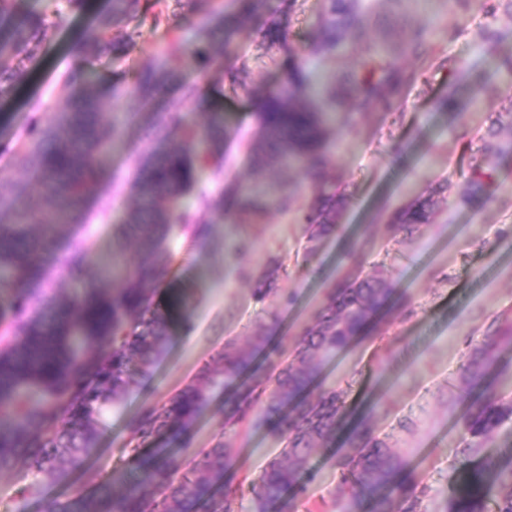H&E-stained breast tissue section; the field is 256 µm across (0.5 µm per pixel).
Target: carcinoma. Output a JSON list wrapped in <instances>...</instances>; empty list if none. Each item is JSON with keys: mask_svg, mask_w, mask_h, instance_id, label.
Instances as JSON below:
<instances>
[{"mask_svg": "<svg viewBox=\"0 0 512 512\" xmlns=\"http://www.w3.org/2000/svg\"><path fill=\"white\" fill-rule=\"evenodd\" d=\"M234 6H213L195 33L190 53L204 70L224 68L231 85L237 70L225 65L228 49L240 29L259 10L262 0H233ZM139 0H111L109 13L95 18L84 37L73 41L69 53L82 60L101 44L120 57V44L109 39L112 23L136 11ZM374 23L368 0H328L315 23L313 54L336 51ZM56 23L46 15L21 8V0H0V97L10 93L26 75L35 48ZM425 32L415 31L400 54L416 53ZM265 38L292 54L283 20L265 29ZM398 54V55H400ZM398 55L374 39L362 42L358 59L342 76V90L320 105L314 99L311 71L294 64L279 88L259 102L260 139L250 144L260 165L281 170L299 168L319 189L305 212L309 239L335 230L343 195L323 170V154L331 126L352 124L355 114L376 104H390L415 81V73L398 64ZM69 104L38 131L28 130L18 144L17 163L39 185L33 195L25 184L0 187V471L20 456L31 470L49 482H60L72 471L86 470L96 449L98 425L112 408L128 397L162 351L173 326L185 319L190 304L187 287L171 277L174 238L204 241L210 225L200 216L209 207L237 220L267 206L259 194L225 188L216 199L201 193L188 198L197 171L217 176L224 168V146L231 127L217 113L224 105L207 104L203 90L182 79L180 69L165 60L142 69L133 88L143 106L156 113V144L137 159L136 206L126 222L112 225V267L126 241L136 240L140 259L110 293L83 285L79 295L54 289L50 265L70 278L82 275L86 240L74 237L61 256L59 229L81 222L101 172V155L121 134L105 121L116 93L102 88L93 71L68 72ZM469 88L474 102L491 90L468 86L464 76L438 102L439 112L463 117L461 92ZM207 107L205 132L184 117L164 112L163 97ZM512 155V140L491 132L484 139L481 161L470 174L460 200L469 201L493 183L500 162ZM434 214L430 199L416 201L399 212L389 232L410 231L428 224ZM394 288L381 276L351 280L328 296L317 321L306 327L291 357L269 345L262 327L254 331L250 351L233 340L224 343L219 362L202 368L195 381L162 406L146 404L129 424V442L138 448L127 466L107 477L87 473L92 489L56 501L51 512H239L238 488L226 479L239 466L235 448L238 429L264 428L285 442L281 456L268 460L253 484L254 512H290L294 495L310 474L314 449L327 445L345 409L343 392L330 388L316 399H301L328 360L346 350L372 316L384 308ZM500 346V337L487 336L473 345L463 367L464 395L481 396L463 410L459 423L472 439L488 436L512 418V399L487 381ZM226 393L224 439L201 448L185 464L158 447L183 438L205 409L209 392ZM338 492L349 497V512H418L415 484L404 475L399 455L368 428L355 433L354 451L340 458ZM512 512V451L494 462L472 467L459 464V477L450 489L446 512Z\"/></svg>", "mask_w": 512, "mask_h": 512, "instance_id": "1", "label": "carcinoma"}]
</instances>
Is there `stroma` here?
I'll list each match as a JSON object with an SVG mask.
<instances>
[{"label":"stroma","mask_w":512,"mask_h":512,"mask_svg":"<svg viewBox=\"0 0 512 512\" xmlns=\"http://www.w3.org/2000/svg\"><path fill=\"white\" fill-rule=\"evenodd\" d=\"M28 8L58 15L60 26L41 45L27 81L0 102V184L22 181L14 148L33 121H47L62 109L70 94L64 75L74 65L68 44L85 34L93 19L108 13L110 0H87L85 12L71 11L67 0H25ZM383 19L373 35L399 45L412 27L430 32L426 54L401 57L417 77L400 101L375 105L358 113L350 127L331 130L327 165L349 200L336 215V230L309 244L299 220L315 188L304 173L255 168L248 145L259 134L255 115L260 93L277 88L284 76L285 57L263 40L266 20L279 0H265L251 23L235 38L231 64L244 70V83L231 87L222 72L199 70L187 40L208 11L183 8L180 0H140L138 11L112 27L117 39H127L128 54L114 59L90 57L104 86L125 89L119 113H133L122 143L101 162L104 178L83 225L61 230L62 238L82 234L88 242L86 280L112 290L119 283L105 270L112 255L113 225L123 223L135 202L132 187L136 155L152 146L151 116L129 93L135 74L144 67L176 56L183 77L202 86L223 103L237 136L229 141L228 167L223 178L198 175L197 188L219 194L224 183H235L277 201L289 192L288 212L270 208L246 222L227 223L211 216L212 233L203 243L179 242V260L172 276L190 285L191 307L177 324L161 355L141 378L123 407L112 411L99 431L96 452L88 463L101 475L124 468L133 448L127 443L129 423L143 404L164 403L200 368L221 352L226 340L247 344L254 324L271 327L273 341L292 351L303 329L312 324L328 295L357 272L381 273L394 288L389 310L377 316L365 339L327 362L311 396L338 385L347 391L344 427L329 447L317 449L314 481L305 483L294 498V512H342L336 498L340 471L338 456L351 450L347 438L360 420H367L407 463L421 489V512H446L448 493L462 458L487 462L512 448V420L465 453L464 434L457 422L463 405L458 399L459 375L470 347L488 331L512 334V157L507 158L487 197L468 205L457 202L471 166L479 156L482 136L512 118V88L498 86L492 97L464 108L462 120H449L435 109L456 71L487 74V62L512 53V14L502 0H472L469 9L455 10L449 0H373ZM326 0H296L288 40L298 62L309 65L325 86L337 83L341 71L357 58L354 42L342 57L310 52L313 22ZM162 13L153 23V13ZM484 25L497 30L494 43L474 38ZM435 194L434 220L422 231L390 235L387 227L411 201ZM282 262L275 293L264 300L253 295L257 279ZM291 296L284 304L283 296ZM224 432V395L210 394L208 408L194 421L189 445L179 458L207 448ZM242 512H252V483L265 463L276 456L280 441L265 430H250L237 439ZM80 474L50 484L25 463L0 471V512H49L53 502L84 490Z\"/></svg>","instance_id":"35a3bbf8"}]
</instances>
